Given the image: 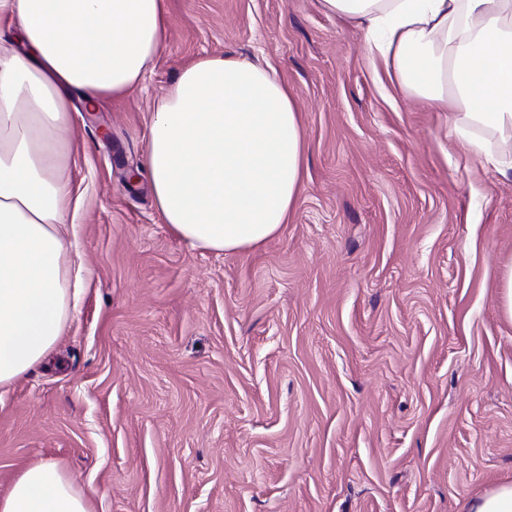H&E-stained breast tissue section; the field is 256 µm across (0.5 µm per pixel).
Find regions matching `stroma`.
Returning <instances> with one entry per match:
<instances>
[{
    "label": "stroma",
    "mask_w": 512,
    "mask_h": 512,
    "mask_svg": "<svg viewBox=\"0 0 512 512\" xmlns=\"http://www.w3.org/2000/svg\"><path fill=\"white\" fill-rule=\"evenodd\" d=\"M126 98L74 115L91 275L48 361L0 394V497L51 461L93 512H462L512 481V170L393 87L320 0H165ZM277 67L297 204L248 252L194 249L143 175L191 60Z\"/></svg>",
    "instance_id": "obj_1"
}]
</instances>
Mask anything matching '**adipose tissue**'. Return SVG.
Wrapping results in <instances>:
<instances>
[{
  "label": "adipose tissue",
  "instance_id": "ef3b65f1",
  "mask_svg": "<svg viewBox=\"0 0 512 512\" xmlns=\"http://www.w3.org/2000/svg\"><path fill=\"white\" fill-rule=\"evenodd\" d=\"M357 23L403 93L446 113L464 149L512 169V0H321ZM164 0H0V389L44 363L88 271L69 176L72 95L86 108L143 80ZM294 95L271 66L186 65L152 115L144 157L163 223L190 247L245 252L287 223L302 183ZM0 512H90L52 462L24 469Z\"/></svg>",
  "mask_w": 512,
  "mask_h": 512
}]
</instances>
